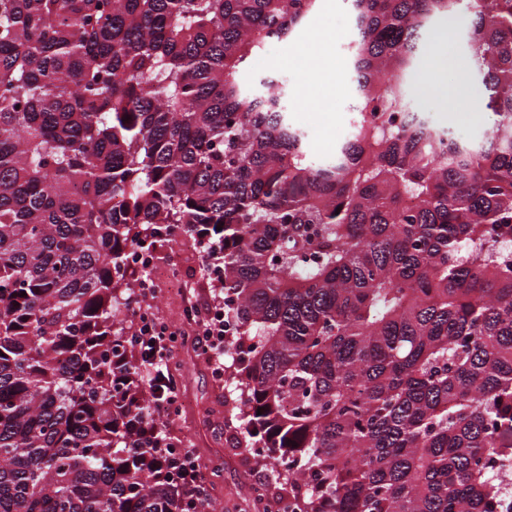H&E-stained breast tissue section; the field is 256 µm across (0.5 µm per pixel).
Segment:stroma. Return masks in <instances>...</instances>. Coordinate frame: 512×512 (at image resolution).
I'll return each mask as SVG.
<instances>
[{
    "instance_id": "1",
    "label": "stroma",
    "mask_w": 512,
    "mask_h": 512,
    "mask_svg": "<svg viewBox=\"0 0 512 512\" xmlns=\"http://www.w3.org/2000/svg\"><path fill=\"white\" fill-rule=\"evenodd\" d=\"M353 21L344 0H320L319 8L297 35L287 41L267 45L240 75L244 85L271 77L283 82L289 91L288 113L293 125L306 136L311 151L330 154L336 149L343 130L352 120L350 74L347 44ZM325 38L326 55L338 67L321 78L310 74L309 59L317 38ZM438 125H451L461 137L484 140L490 119L477 103H470V118L447 120L437 100H416ZM161 267H176L188 286L187 293L171 288L166 281L156 283L150 301L153 314L174 327L184 326L187 294L197 298L212 296L206 270L192 241L158 250ZM168 369L178 382L181 410L162 424L169 441L187 442L198 461H221L223 475L212 481L211 504L221 512H258L249 487L255 475L246 451L234 444L231 428L224 425V389L216 380L206 353L193 344L177 342L168 358Z\"/></svg>"
}]
</instances>
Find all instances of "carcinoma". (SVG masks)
Returning a JSON list of instances; mask_svg holds the SVG:
<instances>
[{
	"label": "carcinoma",
	"instance_id": "1",
	"mask_svg": "<svg viewBox=\"0 0 512 512\" xmlns=\"http://www.w3.org/2000/svg\"><path fill=\"white\" fill-rule=\"evenodd\" d=\"M318 2L0 0V512H186L119 320L180 234L224 249L237 444L290 512H512V0H345L325 160L238 79ZM461 12L477 146L407 82Z\"/></svg>",
	"mask_w": 512,
	"mask_h": 512
}]
</instances>
